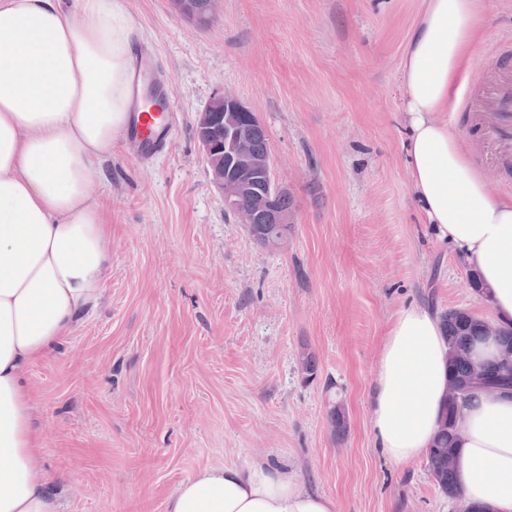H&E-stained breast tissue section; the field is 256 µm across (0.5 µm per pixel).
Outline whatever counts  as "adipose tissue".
I'll return each instance as SVG.
<instances>
[{"label": "adipose tissue", "instance_id": "adipose-tissue-1", "mask_svg": "<svg viewBox=\"0 0 512 512\" xmlns=\"http://www.w3.org/2000/svg\"><path fill=\"white\" fill-rule=\"evenodd\" d=\"M482 0H424L402 64L413 191L438 237L478 274L493 322L512 330V198L492 197L438 115L460 99ZM142 33L127 0H0V512H57L35 455L27 369L101 298L111 232L94 191L132 122ZM448 396L435 310L397 313L369 397L377 448L398 463L432 445ZM455 473L482 512H512V395L475 390L457 414ZM167 512H336L292 465L202 469Z\"/></svg>", "mask_w": 512, "mask_h": 512}]
</instances>
